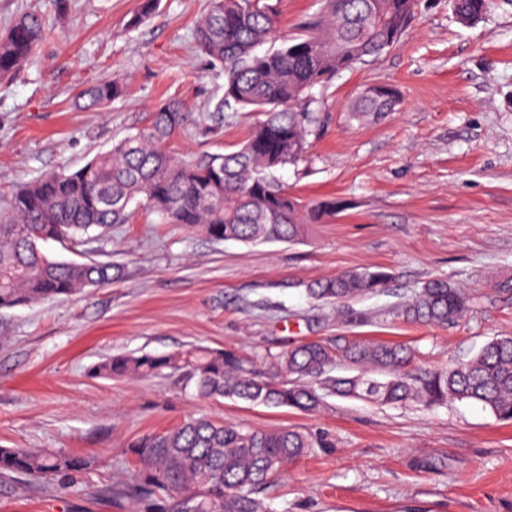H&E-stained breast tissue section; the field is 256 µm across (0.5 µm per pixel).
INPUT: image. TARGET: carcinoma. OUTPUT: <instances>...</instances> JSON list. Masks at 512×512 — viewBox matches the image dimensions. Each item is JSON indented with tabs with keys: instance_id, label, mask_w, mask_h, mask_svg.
Instances as JSON below:
<instances>
[{
	"instance_id": "1",
	"label": "carcinoma",
	"mask_w": 512,
	"mask_h": 512,
	"mask_svg": "<svg viewBox=\"0 0 512 512\" xmlns=\"http://www.w3.org/2000/svg\"><path fill=\"white\" fill-rule=\"evenodd\" d=\"M321 13L279 47L278 12L270 0H212L197 22L198 50L224 69V92L215 104L216 135L224 111L258 112L238 149L176 158L171 143L194 113L181 102L156 105L146 125L127 133L106 153L74 171L54 172L20 186L10 214L0 221V309L68 298L101 288L119 269L97 262L44 255L42 242L74 244L91 232L127 224L135 203L172 224H184L214 241L246 245L295 242L307 225L319 224L336 203L306 207L283 188L275 172L304 157L316 123L313 89L336 74L377 59L393 46L414 13L416 0H323ZM160 0H142L126 26L139 27ZM490 0H454L464 22L482 17ZM47 24L27 12L0 32V78L15 73L46 35ZM124 85L103 81L79 94L94 108L122 97ZM400 101L398 89L374 85L348 107L352 118L378 117ZM383 271L351 270L308 284V297L344 305L385 289ZM470 295L446 279L422 285L396 310L406 321L448 324L469 308ZM415 352L396 343L338 338L308 341L281 352L277 379L232 351L191 347L170 353L118 355L93 368L106 378L175 376L201 398H229L315 413L324 397L337 395L376 404H435L467 400L497 419L512 422V336H497L467 359L441 370L416 372ZM358 370L333 376L337 364ZM314 447L295 430H261L220 419L191 417L159 433L127 443L137 464L129 492L139 512H270L259 494L284 467ZM96 465L91 457L31 448H0V475L22 474L71 492L70 475Z\"/></svg>"
}]
</instances>
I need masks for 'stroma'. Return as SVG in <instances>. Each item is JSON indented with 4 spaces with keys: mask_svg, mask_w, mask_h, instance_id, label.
Listing matches in <instances>:
<instances>
[{
    "mask_svg": "<svg viewBox=\"0 0 512 512\" xmlns=\"http://www.w3.org/2000/svg\"><path fill=\"white\" fill-rule=\"evenodd\" d=\"M0 0V30L37 11L52 34L17 75L0 80V214L17 186L77 168L146 124L164 99L181 100L209 124L224 92L222 69L194 44L210 0H160L139 28V0ZM321 0H278L276 36H295ZM125 93L100 111L77 95L105 81ZM387 84L394 112L353 120L346 104ZM302 162L279 169L307 202L333 201L336 215L293 243L214 242L136 209L107 237L64 247L60 259L120 266L112 285L0 310V448H42L94 457L73 492L0 476V512H133L124 494L135 463L125 444L185 419L211 416L253 428H288L314 448L263 496L272 512H512V424L481 406H380L331 396L314 414L241 400L201 399L176 378L108 379L105 359L192 346L223 348L267 368L272 355L307 340L362 336L415 349L426 369L512 335V0H491L462 22L450 0H417L401 39L375 61L333 78ZM257 116L228 112L220 135L182 131L180 159L237 149ZM381 270L384 291L348 305L309 300L306 283L348 270ZM433 278L475 299L449 325L411 324L395 306Z\"/></svg>",
    "mask_w": 512,
    "mask_h": 512,
    "instance_id": "1",
    "label": "stroma"
}]
</instances>
